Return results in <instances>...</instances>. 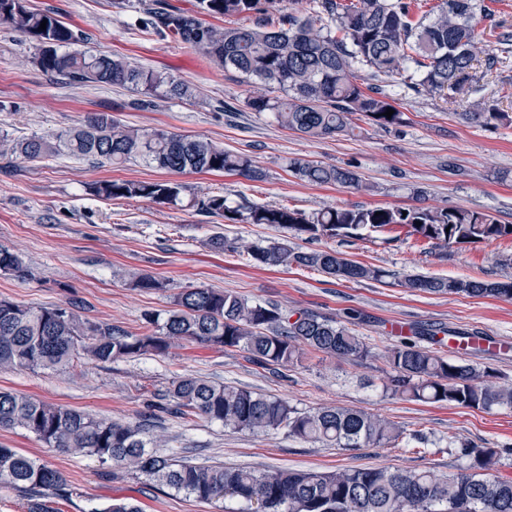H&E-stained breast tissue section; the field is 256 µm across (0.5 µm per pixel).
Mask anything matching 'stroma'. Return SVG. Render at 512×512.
Returning a JSON list of instances; mask_svg holds the SVG:
<instances>
[{"label":"stroma","mask_w":512,"mask_h":512,"mask_svg":"<svg viewBox=\"0 0 512 512\" xmlns=\"http://www.w3.org/2000/svg\"><path fill=\"white\" fill-rule=\"evenodd\" d=\"M82 31L88 48L126 57L144 68L172 73L188 84L189 99H156L135 107L134 92L92 83L75 84L43 71L37 43L0 25V136L20 139L63 133L93 112H112L125 125L161 128L205 137L245 154L263 178L222 173L174 176L134 159L120 167L53 157L27 161L0 157V245L21 259L25 276L0 272V299L28 306L72 307L82 320L144 330V312L170 307L176 293L205 285L229 290L252 302L337 318L373 351L351 362L318 352L297 366L265 369L245 352L182 342L168 355H144L101 364L76 359L62 373L0 371V388L101 417L155 419L148 433L166 443L167 453L196 464L221 463L254 469L345 470L391 466L445 475L463 459L443 450L415 454L399 448H326L286 432L254 435L199 416L150 411L178 376L202 377L288 400L298 410L361 408L398 423L406 431L454 442L474 441L502 449L494 474L512 481V407L489 410L404 401L386 394L389 366L379 351L404 341L430 347L417 328L444 325L478 333L467 359L493 368L499 385L512 387V301L412 292L396 284L339 282L308 268L253 264L245 247L286 236L267 224L230 223L195 206L197 198L224 192L234 203L286 206L311 214L326 205L388 207L463 206L487 211L512 224V126L488 129L459 120L468 103L449 105L418 96L392 82L390 92L404 114L388 129L362 123L355 137L309 138L281 127L274 114L246 105L250 85L225 78L223 69L145 23L136 0H27ZM302 158L356 170L364 191L313 185L296 179L288 161ZM173 179L183 186L180 205L144 199L105 200L89 187L101 180ZM223 236L224 251L210 249ZM302 249L332 248L354 261L380 266L398 276L420 274L477 280L512 279V240L431 248L427 242L389 231L358 238L301 241ZM135 274L166 279L167 287L144 292L131 285ZM17 448L58 470L71 494L53 500L56 512H98L115 499L132 498L143 512H234L196 501L127 471L106 470L88 456L46 447L21 429L0 430V445Z\"/></svg>","instance_id":"35a3bbf8"}]
</instances>
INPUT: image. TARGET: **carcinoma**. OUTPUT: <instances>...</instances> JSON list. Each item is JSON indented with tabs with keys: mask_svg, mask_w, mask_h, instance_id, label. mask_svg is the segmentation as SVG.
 <instances>
[{
	"mask_svg": "<svg viewBox=\"0 0 512 512\" xmlns=\"http://www.w3.org/2000/svg\"><path fill=\"white\" fill-rule=\"evenodd\" d=\"M148 23L208 56L224 73L254 87L247 106L274 113L279 124L312 138L354 134L352 116L388 128L404 122L394 99L379 85L365 86L358 68L381 80L402 77L418 94L478 92V83L501 64L480 47L477 27L494 21L484 0H440L414 17L410 0H314L310 15L285 12L281 0H197L194 12H162L145 7ZM251 15L250 26L215 27L203 20ZM336 25L325 29L324 20ZM46 29H40L41 22ZM0 24L33 37L37 64L71 81L119 86L139 94L136 104L182 99L189 87L166 72L146 69L98 50L73 51L80 31L27 7V0H0ZM394 109L391 117L384 116ZM472 111L457 113L463 123L497 129L512 124L509 113L485 98ZM35 161L69 155L119 167L133 158L170 173H237L258 179L250 159L203 137L165 129H130L108 112H94L65 134L0 138V156ZM289 171L315 185L367 189L353 169L291 159ZM99 198L147 199L180 203L182 186L171 181L103 180L92 185ZM200 209L231 223L269 224L291 230L301 240L350 238L399 227L434 247L493 242L512 237V224L488 212L464 207H356L325 205L308 215L298 209L264 205L232 207L222 194L207 195ZM257 265L314 268L345 282H386L396 273L346 258L334 249L305 251L282 238L246 247ZM0 271L20 274L23 265L0 245ZM400 286L412 292L512 300V280L485 281L423 275L406 276ZM148 332L134 336L112 325L82 322L63 305L32 307L0 299V371L63 372L78 355L99 363L165 356L183 341L238 348L261 366H292L303 350L351 361L375 356L340 321L307 311H288L208 286L184 288L164 312L144 314ZM382 358L393 371L385 391L403 400L489 409L512 406V389L499 388L493 370L409 342L392 346ZM161 399L176 412L253 434L284 430L292 437L338 448H395L409 439L440 447L420 431L408 433L364 410L322 407L301 412L282 398L217 384L200 377L171 381ZM22 428L62 451L93 456L107 467H124L176 493L210 503L234 500L245 512H512V482L492 474L503 448L462 443L448 451L466 460L459 472L438 476L430 470L367 467L342 471L247 470L193 465L156 450L141 423L98 419L85 412L48 404L0 388V430ZM0 480L35 496L29 512H55L44 491L67 497L61 474L46 464L0 445ZM95 512H141L133 500L114 499Z\"/></svg>",
	"mask_w": 512,
	"mask_h": 512,
	"instance_id": "obj_1",
	"label": "carcinoma"
}]
</instances>
